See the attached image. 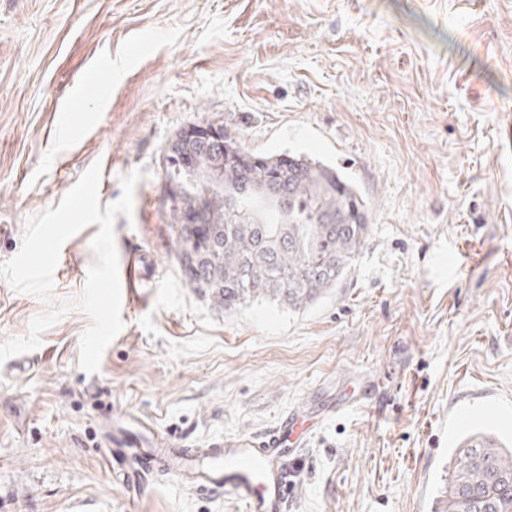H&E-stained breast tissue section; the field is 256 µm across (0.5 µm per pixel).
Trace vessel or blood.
I'll list each match as a JSON object with an SVG mask.
<instances>
[{"label": "vessel or blood", "instance_id": "obj_1", "mask_svg": "<svg viewBox=\"0 0 512 512\" xmlns=\"http://www.w3.org/2000/svg\"><path fill=\"white\" fill-rule=\"evenodd\" d=\"M121 283L129 299L144 294L137 254L129 255ZM306 436L304 413L291 410L257 438L219 439L206 448H177L159 439L142 447L116 439L112 455L128 488H140L148 477L161 473L189 488L227 493L244 504L245 512H285L288 450L304 443Z\"/></svg>", "mask_w": 512, "mask_h": 512}]
</instances>
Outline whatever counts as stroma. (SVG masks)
I'll list each match as a JSON object with an SVG mask.
<instances>
[{"label":"stroma","mask_w":512,"mask_h":512,"mask_svg":"<svg viewBox=\"0 0 512 512\" xmlns=\"http://www.w3.org/2000/svg\"><path fill=\"white\" fill-rule=\"evenodd\" d=\"M509 119L512 0H0V262L98 161L104 206L147 173L115 243L149 286L90 374L98 225L70 238L46 299L0 279V512H245L161 475L127 492L113 431L205 448L368 385L310 420L288 512H436L458 408L512 437ZM211 121L360 187L365 245L305 309L224 314L185 288L166 145Z\"/></svg>","instance_id":"1"}]
</instances>
